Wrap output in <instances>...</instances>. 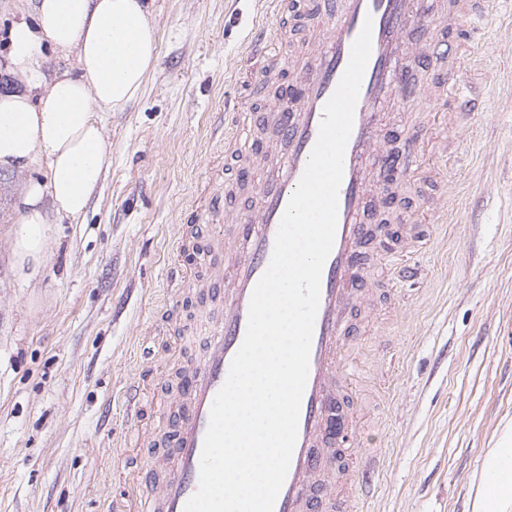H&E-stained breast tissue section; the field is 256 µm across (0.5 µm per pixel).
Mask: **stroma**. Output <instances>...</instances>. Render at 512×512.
<instances>
[{
	"mask_svg": "<svg viewBox=\"0 0 512 512\" xmlns=\"http://www.w3.org/2000/svg\"><path fill=\"white\" fill-rule=\"evenodd\" d=\"M35 0H0V93L20 89L8 32L31 19ZM157 58L142 94L105 121L108 165L82 220H54L43 264L17 272V203L30 165L0 168V512H106L127 487L116 481L120 446L144 425L156 437L158 476L171 465L167 435L183 405L195 357L200 307L220 314L200 289L176 312L163 303L173 234L199 281L207 226L189 212L202 181L235 190L239 163L224 148V101L260 111L278 80L247 84L244 49L265 0H149ZM469 25L467 74L483 112L462 124L447 114V159L423 158L407 180L384 185L375 238L411 250L423 280L396 281L372 262L369 306L353 319V369L336 383L351 398L344 417L355 440L351 465L378 469L357 512H471L473 474L512 421V0H479ZM447 202L448 221L428 220ZM166 334L143 353L141 333ZM144 379L140 421L122 394Z\"/></svg>",
	"mask_w": 512,
	"mask_h": 512,
	"instance_id": "stroma-1",
	"label": "stroma"
}]
</instances>
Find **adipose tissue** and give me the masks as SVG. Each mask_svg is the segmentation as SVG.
<instances>
[{"mask_svg":"<svg viewBox=\"0 0 512 512\" xmlns=\"http://www.w3.org/2000/svg\"><path fill=\"white\" fill-rule=\"evenodd\" d=\"M74 53L76 72L46 76L45 48ZM10 58L24 84L0 94V167L36 164L21 201L13 254L18 268L40 267L51 217L78 221L106 167L104 120L142 92L156 60L145 0H37L33 21L14 24ZM473 512H512V424L475 474Z\"/></svg>","mask_w":512,"mask_h":512,"instance_id":"ef3b65f1","label":"adipose tissue"}]
</instances>
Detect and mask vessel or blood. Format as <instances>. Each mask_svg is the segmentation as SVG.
Segmentation results:
<instances>
[{"label": "vessel or blood", "instance_id": "obj_1", "mask_svg": "<svg viewBox=\"0 0 512 512\" xmlns=\"http://www.w3.org/2000/svg\"><path fill=\"white\" fill-rule=\"evenodd\" d=\"M269 20L247 52L252 78H269L278 62H287L293 77L285 95L256 119L276 136L274 171L256 187L255 199L241 208L232 197H221L205 184V201L196 205L197 218L206 220L214 249L224 262L213 270L211 285L224 299V315L208 321L200 355L186 382L189 409L173 424L174 465L158 491L136 493L130 512H184L199 486V462L210 409L225 383L231 362L247 329L254 286L267 269L275 235L317 141L323 107L333 94L350 57L353 41L365 20L373 22V48L355 109L344 158V177L338 195V224L333 249L321 279V298L310 355L309 374L301 401L298 437L291 464L274 512H348L372 482L370 471L333 478L335 455L326 444L327 422L339 416L333 387L348 370L346 353L351 320L358 301L369 290L363 269L368 261L364 224L367 199L376 170L397 160L399 177H407L424 147L408 143L404 153H386L381 133L394 105L421 111L426 124H435L442 108L454 104L462 121L479 112L475 93H463L457 80L464 66L457 38L470 14L471 0H448L447 6L429 0H271ZM313 17L305 43L288 40L287 17ZM455 40L439 36L440 28ZM445 71L447 81L429 84L428 96L404 93L406 75L425 62ZM124 467L134 477L150 476L149 459L141 449L128 450Z\"/></svg>", "mask_w": 512, "mask_h": 512}]
</instances>
